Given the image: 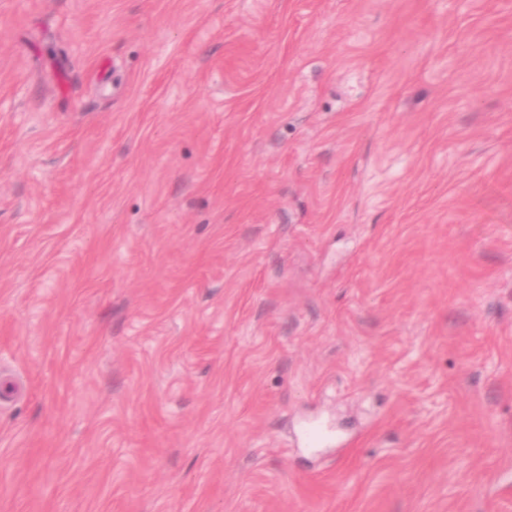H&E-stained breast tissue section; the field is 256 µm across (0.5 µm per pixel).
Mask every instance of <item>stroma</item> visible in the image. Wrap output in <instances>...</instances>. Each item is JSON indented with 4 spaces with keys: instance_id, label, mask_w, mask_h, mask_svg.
<instances>
[{
    "instance_id": "1",
    "label": "stroma",
    "mask_w": 512,
    "mask_h": 512,
    "mask_svg": "<svg viewBox=\"0 0 512 512\" xmlns=\"http://www.w3.org/2000/svg\"><path fill=\"white\" fill-rule=\"evenodd\" d=\"M0 512H512V0H0Z\"/></svg>"
}]
</instances>
